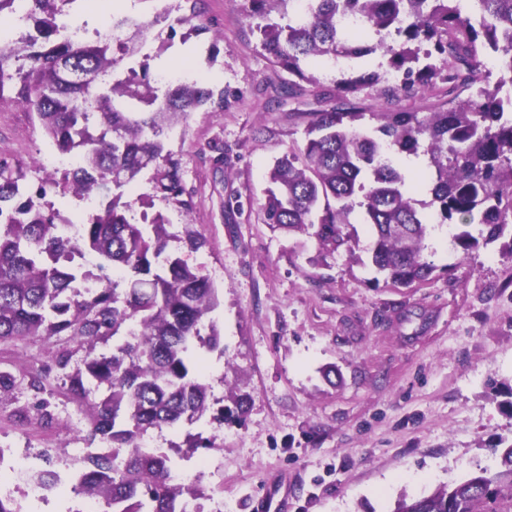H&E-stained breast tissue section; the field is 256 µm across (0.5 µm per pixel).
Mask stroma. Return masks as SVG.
<instances>
[{
    "label": "stroma",
    "mask_w": 512,
    "mask_h": 512,
    "mask_svg": "<svg viewBox=\"0 0 512 512\" xmlns=\"http://www.w3.org/2000/svg\"><path fill=\"white\" fill-rule=\"evenodd\" d=\"M247 0H206V31L175 25L187 0H74V20L106 31L114 15L154 20L146 47L150 73H196L223 105H206L166 130L179 162L183 193L164 198L145 172L126 191L134 215L162 213L171 254L199 266L218 292L210 318L223 351H201L211 408L204 418L154 430L168 451L186 435L214 439L215 449L174 469L210 490L206 512H260L269 487L285 477L294 493L288 512H392L399 497L418 499L492 466L494 449L512 441V252L499 244L453 249L431 230L424 257L432 278L409 288L380 280L364 210L349 216L347 245L330 250L316 238L274 231L262 206L269 172L307 143L304 112L317 95L336 91L337 69L315 59L295 76L261 48ZM176 36H169V26ZM293 83V98L274 101ZM51 142L26 108L0 105V160L28 184L44 176L40 154ZM199 237L198 251L187 246ZM51 345L0 339V364L17 375L0 397V476L15 461L71 462L85 447L86 412L66 382L83 352L53 370L44 394L53 423L23 424L33 402L31 373L49 361ZM245 395L243 421L220 419L232 395Z\"/></svg>",
    "instance_id": "35a3bbf8"
}]
</instances>
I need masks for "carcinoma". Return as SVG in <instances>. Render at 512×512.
I'll return each mask as SVG.
<instances>
[{
	"instance_id": "1",
	"label": "carcinoma",
	"mask_w": 512,
	"mask_h": 512,
	"mask_svg": "<svg viewBox=\"0 0 512 512\" xmlns=\"http://www.w3.org/2000/svg\"><path fill=\"white\" fill-rule=\"evenodd\" d=\"M65 0H31L28 21L40 38H20L0 50V103H15L35 114L46 137L62 153L79 155L80 166L61 194L115 192L71 237L72 220L40 203L46 181L27 192L21 175L0 162V339L43 337L51 341L50 364L31 378L44 392L52 369L66 368L84 350L85 373L71 378L69 392L88 407L85 439L107 441L111 449L88 452L83 466L66 474L50 468L35 474L48 490L65 484L91 496L112 512H191L208 497L196 482L171 479L170 457L140 448L149 432L197 421L210 410L208 386L191 364L193 350L224 351L220 330L206 322L217 293L199 268L167 254L169 233L158 213L142 223L119 203L149 166L156 189L166 198L182 194L179 163L163 135L213 100L198 81L162 88L146 65L118 70L139 53L155 21L121 17L112 25L135 28L117 45L112 39L72 40L61 35L57 16ZM249 16H263L291 0H248ZM307 0L302 16L286 26L259 28L262 49L278 66L304 76L301 60L347 58L336 94L305 113L309 138L303 150L280 158L269 174L262 210L272 230L315 237L334 249L347 242L342 226L354 205L365 208L373 230L371 260L394 287L430 279L435 266L423 258L432 225L461 224L454 248L467 252L488 245L512 227V0ZM347 15L365 23L360 35L341 25ZM401 73L367 67L376 53ZM502 62L496 72L480 53ZM22 61L15 73L6 69ZM84 69L85 84L73 82L63 64ZM17 81L5 95V81ZM367 88L379 90L385 108L367 112L356 102ZM428 95L434 109L422 116L402 102ZM427 157L432 199L405 189V176L391 155ZM362 195L363 201L355 198ZM479 226L478 234L467 230ZM91 253L102 275L75 259ZM96 288H80L91 279ZM118 338L112 353L97 344ZM107 394L90 399L83 375ZM214 440L189 435L173 446L180 457L212 449ZM393 512H512V444L501 449L494 469L485 468L454 486H440L419 499H398Z\"/></svg>"
}]
</instances>
